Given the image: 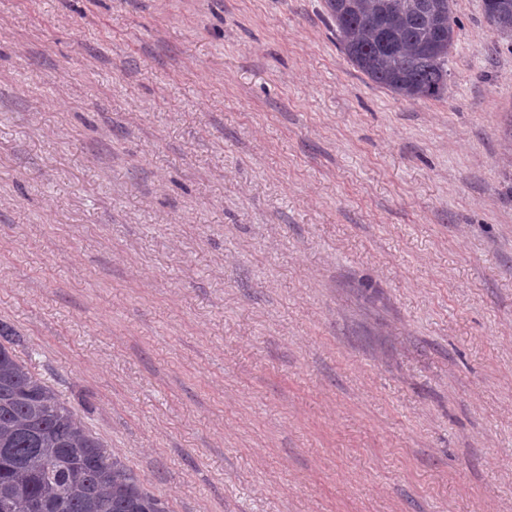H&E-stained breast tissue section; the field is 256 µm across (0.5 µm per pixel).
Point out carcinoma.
<instances>
[{
    "label": "carcinoma",
    "mask_w": 512,
    "mask_h": 512,
    "mask_svg": "<svg viewBox=\"0 0 512 512\" xmlns=\"http://www.w3.org/2000/svg\"><path fill=\"white\" fill-rule=\"evenodd\" d=\"M512 40V0H483ZM340 49L372 82L403 98L448 88L453 0H326ZM0 322V512H168L51 386L18 355Z\"/></svg>",
    "instance_id": "1"
}]
</instances>
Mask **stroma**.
<instances>
[{
    "mask_svg": "<svg viewBox=\"0 0 512 512\" xmlns=\"http://www.w3.org/2000/svg\"><path fill=\"white\" fill-rule=\"evenodd\" d=\"M406 100L324 0H0V322L169 512H512V44Z\"/></svg>",
    "mask_w": 512,
    "mask_h": 512,
    "instance_id": "1",
    "label": "stroma"
}]
</instances>
